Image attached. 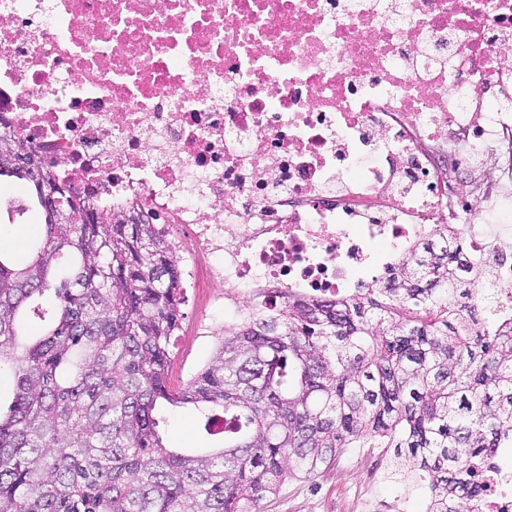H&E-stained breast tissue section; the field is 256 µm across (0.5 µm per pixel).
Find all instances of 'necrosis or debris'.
I'll list each match as a JSON object with an SVG mask.
<instances>
[{"instance_id":"necrosis-or-debris-1","label":"necrosis or debris","mask_w":512,"mask_h":512,"mask_svg":"<svg viewBox=\"0 0 512 512\" xmlns=\"http://www.w3.org/2000/svg\"><path fill=\"white\" fill-rule=\"evenodd\" d=\"M1 129L174 239L229 318L352 295L440 231L512 317V0H0ZM479 481L512 512L511 468Z\"/></svg>"}]
</instances>
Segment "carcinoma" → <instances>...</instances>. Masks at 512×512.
<instances>
[{
	"mask_svg": "<svg viewBox=\"0 0 512 512\" xmlns=\"http://www.w3.org/2000/svg\"><path fill=\"white\" fill-rule=\"evenodd\" d=\"M31 187L41 238L18 267L0 251V512H261L290 478L349 448H387L428 478L429 512H479L475 463L512 442V318L489 264L425 240L381 285L334 302L289 297L224 330L180 390L166 383L180 269L154 225L61 211L38 162L4 159ZM193 407L216 446L171 448L161 406Z\"/></svg>",
	"mask_w": 512,
	"mask_h": 512,
	"instance_id": "carcinoma-1",
	"label": "carcinoma"
}]
</instances>
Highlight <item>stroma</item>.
I'll use <instances>...</instances> for the list:
<instances>
[{
    "label": "stroma",
    "instance_id": "obj_1",
    "mask_svg": "<svg viewBox=\"0 0 512 512\" xmlns=\"http://www.w3.org/2000/svg\"><path fill=\"white\" fill-rule=\"evenodd\" d=\"M44 222L40 210L33 209L13 218L1 215L0 225L8 227V234L0 236V243L12 250L18 264H25L28 254L23 247L26 240L39 238ZM181 333L170 340L171 362L168 383L171 388L183 387L202 370L218 343L217 337L203 339L193 334L195 321L208 315L223 321V311L212 308L209 295L203 294L192 303L182 305ZM164 438L173 448H210L213 437L201 429L193 411L173 408L166 412ZM369 493L376 503L375 512H427L430 490L426 481H404L389 476L386 456L378 449H349L335 467L311 481L291 480L279 492L263 503V512H352L355 500Z\"/></svg>",
    "mask_w": 512,
    "mask_h": 512
}]
</instances>
